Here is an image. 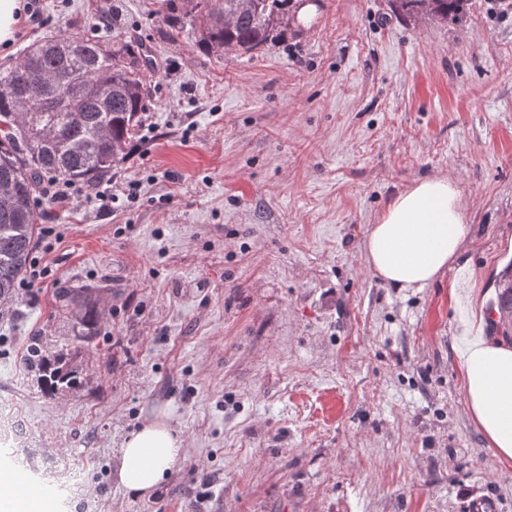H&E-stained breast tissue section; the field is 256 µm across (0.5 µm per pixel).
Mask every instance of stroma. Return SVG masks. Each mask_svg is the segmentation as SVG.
Masks as SVG:
<instances>
[{
  "label": "stroma",
  "instance_id": "stroma-1",
  "mask_svg": "<svg viewBox=\"0 0 512 512\" xmlns=\"http://www.w3.org/2000/svg\"><path fill=\"white\" fill-rule=\"evenodd\" d=\"M159 0H26L0 65L56 33L143 43L152 102L107 190L40 198L50 269L0 305V405L15 471L54 512H512V461L469 415L459 351L512 262V7L461 24L390 0H320L274 46L211 55ZM453 177L462 252L422 290L387 287L363 240L414 181ZM106 283L77 344L65 286ZM80 346L84 388L47 397L34 337ZM185 451L150 494L117 480L131 431Z\"/></svg>",
  "mask_w": 512,
  "mask_h": 512
}]
</instances>
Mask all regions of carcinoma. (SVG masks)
Returning <instances> with one entry per match:
<instances>
[{
	"label": "carcinoma",
	"instance_id": "1",
	"mask_svg": "<svg viewBox=\"0 0 512 512\" xmlns=\"http://www.w3.org/2000/svg\"><path fill=\"white\" fill-rule=\"evenodd\" d=\"M239 0H162L165 22L188 31L195 44L218 55L265 49L296 25V0H252L237 14ZM468 0H392L393 12L415 18L432 15L456 21ZM142 45L98 36L61 34L27 49L11 67L0 69V303L9 302L24 278L39 237L41 181L60 179L93 186L112 176L142 125L151 98ZM98 283L66 291L60 310L74 318L75 338L89 343L101 324ZM490 322L512 344V263L495 282ZM79 351L53 353L47 341L30 342L26 364L49 397L83 385Z\"/></svg>",
	"mask_w": 512,
	"mask_h": 512
}]
</instances>
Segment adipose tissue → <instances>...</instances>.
<instances>
[{
	"label": "adipose tissue",
	"mask_w": 512,
	"mask_h": 512,
	"mask_svg": "<svg viewBox=\"0 0 512 512\" xmlns=\"http://www.w3.org/2000/svg\"><path fill=\"white\" fill-rule=\"evenodd\" d=\"M467 209L458 184L434 176L395 195L371 225L364 251L374 276L391 288L434 285L459 257ZM467 409L490 447L512 460V347L480 335L460 353ZM184 448L181 435L157 419L122 443L120 484L143 496L168 478Z\"/></svg>",
	"instance_id": "1"
}]
</instances>
